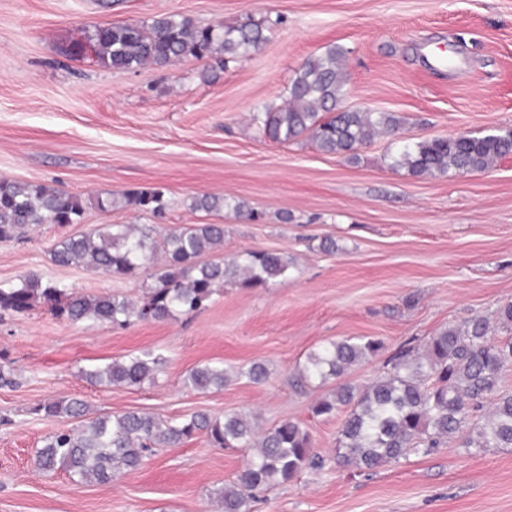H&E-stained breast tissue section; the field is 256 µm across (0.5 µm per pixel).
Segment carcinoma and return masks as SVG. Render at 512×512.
Instances as JSON below:
<instances>
[{
	"label": "carcinoma",
	"mask_w": 512,
	"mask_h": 512,
	"mask_svg": "<svg viewBox=\"0 0 512 512\" xmlns=\"http://www.w3.org/2000/svg\"><path fill=\"white\" fill-rule=\"evenodd\" d=\"M266 27L254 21L234 26L201 25L179 14L160 15L148 24L102 25L84 36L74 54L91 51L106 69L136 71L152 64L166 67L183 58L225 60L259 50ZM345 52L336 47L307 59L295 72L286 100L250 115L260 135L287 143L304 134L325 153L355 155L378 135L396 137L390 167L413 176L460 177L491 168L512 155V128L473 135L469 132L415 140L397 136L399 118L391 112L351 110L346 97ZM120 203L135 211L162 213L168 206L160 187L128 190L120 200L112 194L96 199L108 210ZM193 206L204 211L231 207L255 218L239 202L202 195ZM88 201L66 190L0 179V241L39 224H79ZM224 245V225L192 224L158 234L153 224H105L69 236L50 249L60 267H82L110 277H122L151 265L163 254L156 283L145 287L139 302L118 293L84 295L52 280L31 276L18 285L0 282V310L24 313L44 306L68 323L112 324L164 320L201 310L226 282L246 288L288 278L294 262L276 252L245 251L229 260H204L202 255ZM490 321L475 317L429 337L423 352L411 349L386 361L369 385L356 387L343 380L358 363L378 356L384 348L374 338L330 341L311 353L298 371L300 385L338 380L336 389L312 408L316 417L329 418L346 410L336 434L335 457L358 469H375L410 454L429 455L459 439L460 447L479 452L512 448V389L502 384L512 367V336L490 338ZM165 360L144 352L82 370L85 379L110 386H138L152 379ZM226 373L219 362L192 369L184 378L197 391L224 389ZM51 417L82 419L71 431L54 432L36 451L41 469L64 471L80 483H108L124 471L141 467L146 452L204 436L214 448L241 449L248 454L233 485L219 494L221 512H252L254 492L284 484L304 469L319 470L324 459L312 451L308 429L284 421L259 430L247 416L197 412L181 418H162L128 411L87 417L77 399L53 401L36 408Z\"/></svg>",
	"instance_id": "obj_1"
}]
</instances>
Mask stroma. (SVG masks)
Wrapping results in <instances>:
<instances>
[{
    "label": "stroma",
    "instance_id": "35a3bbf8",
    "mask_svg": "<svg viewBox=\"0 0 512 512\" xmlns=\"http://www.w3.org/2000/svg\"><path fill=\"white\" fill-rule=\"evenodd\" d=\"M165 13L273 27L259 51L210 72L192 57L123 72L66 53L93 26ZM334 45L346 53V106L395 113L401 136L512 127V0H0V178L86 198L161 187L169 200L159 219L91 207L82 223L0 242V281L35 274L77 293L140 299L154 268L111 278L52 263L55 242L100 224H220L225 257L265 250L295 263L287 280L228 283L200 311L161 321L69 325L41 307L0 314V363L18 380L0 387V512H216L247 460L199 436L107 484L42 473L43 437L75 422L35 408L63 398L93 417L205 411L249 413L265 429L301 422L324 469L256 491L253 512H512V448L475 453L452 442L360 470L334 457L344 412L312 414L332 384L292 383L323 343L370 336L383 351L346 376L368 385L401 349L512 302V156L448 179L391 169L389 137L353 161L305 137H259L251 113L280 105L301 64ZM202 194L262 218L192 210ZM146 350L165 359L155 381L109 387L81 374ZM216 362L233 373L223 390L185 388L191 369ZM255 362L267 366L265 382L241 377Z\"/></svg>",
    "mask_w": 512,
    "mask_h": 512
}]
</instances>
